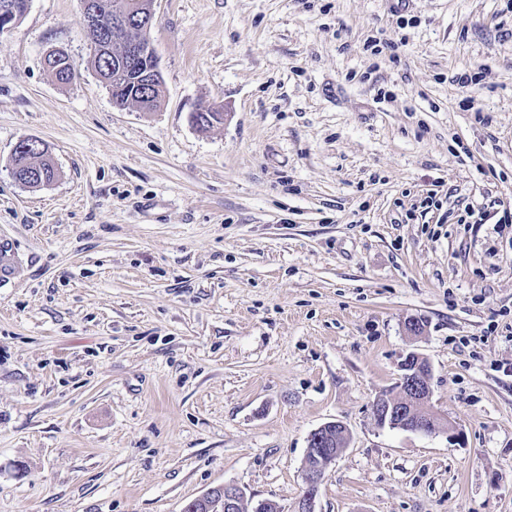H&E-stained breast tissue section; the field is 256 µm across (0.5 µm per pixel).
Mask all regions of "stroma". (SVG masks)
<instances>
[{"mask_svg":"<svg viewBox=\"0 0 512 512\" xmlns=\"http://www.w3.org/2000/svg\"><path fill=\"white\" fill-rule=\"evenodd\" d=\"M506 5L156 0L141 112L91 68L82 0H31L0 36V512H183L224 484L292 512L334 420L317 512H512ZM23 138L52 183L13 178ZM410 351L463 443L375 423ZM345 425L340 421H330L317 428L310 436V444L314 448H308L312 455L311 464L306 463L303 468L304 491L294 506V512H317L316 499L319 486L330 462H335L345 448H333L332 434L346 433ZM325 460H328L325 462ZM330 461V462H329ZM327 464V466L325 465Z\"/></svg>","mask_w":512,"mask_h":512,"instance_id":"stroma-1","label":"stroma"}]
</instances>
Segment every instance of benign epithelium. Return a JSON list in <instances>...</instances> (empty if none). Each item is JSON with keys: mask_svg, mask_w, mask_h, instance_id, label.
I'll return each mask as SVG.
<instances>
[{"mask_svg": "<svg viewBox=\"0 0 512 512\" xmlns=\"http://www.w3.org/2000/svg\"><path fill=\"white\" fill-rule=\"evenodd\" d=\"M31 0L7 4L0 9V36L10 32L19 23L20 15L27 13ZM155 0H125L122 9L110 16L101 11L98 0H83L87 28L97 33L95 48L98 53L112 55V65L123 70L136 60L147 61L145 73L135 92V98L144 100L162 83L157 58L148 34L154 19ZM431 367L415 352L407 353L400 363L396 391L389 392L371 405V413L380 427L410 430L421 433L446 434L452 442L464 438L462 430L448 420L432 403L430 385ZM340 421H330L317 428L310 436L312 463L303 468L304 491L294 506V512H316L319 486L327 466L334 462L343 449L332 445L333 435L345 433ZM245 493L238 487L224 484L210 489L194 500L209 512H238Z\"/></svg>", "mask_w": 512, "mask_h": 512, "instance_id": "benign-epithelium-1", "label": "benign epithelium"}]
</instances>
